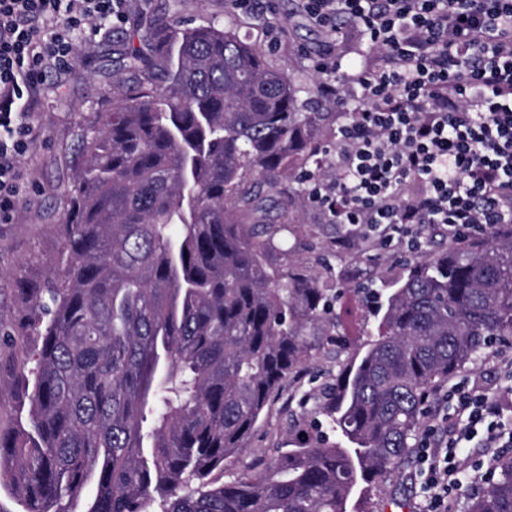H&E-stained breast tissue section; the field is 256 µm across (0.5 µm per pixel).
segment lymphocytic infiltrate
Wrapping results in <instances>:
<instances>
[{
  "label": "lymphocytic infiltrate",
  "instance_id": "1",
  "mask_svg": "<svg viewBox=\"0 0 512 512\" xmlns=\"http://www.w3.org/2000/svg\"><path fill=\"white\" fill-rule=\"evenodd\" d=\"M126 0H0V223L19 202L17 161L30 145L33 102L67 71L78 35L122 20ZM336 43L357 34L367 58L336 78L324 55L322 98L345 115L337 174L308 177V199L331 223L409 250L426 224L449 243L512 223V0H301ZM458 418L429 414L418 441L426 512H455L462 444L494 454L500 398L474 383L444 394Z\"/></svg>",
  "mask_w": 512,
  "mask_h": 512
}]
</instances>
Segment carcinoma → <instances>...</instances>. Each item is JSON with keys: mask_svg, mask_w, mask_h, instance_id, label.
I'll use <instances>...</instances> for the list:
<instances>
[{"mask_svg": "<svg viewBox=\"0 0 512 512\" xmlns=\"http://www.w3.org/2000/svg\"><path fill=\"white\" fill-rule=\"evenodd\" d=\"M137 76L88 117L60 224L58 282L20 292L38 347L12 336L26 424L0 431V489L22 512H351L359 484L410 458L432 395L512 335V232L414 260L375 305L376 334L317 396L318 428L231 484L271 397L341 342L330 289L276 256L288 224H250L266 185L314 153L317 116L263 53L214 25L149 28ZM467 512H512V457Z\"/></svg>", "mask_w": 512, "mask_h": 512, "instance_id": "1", "label": "carcinoma"}]
</instances>
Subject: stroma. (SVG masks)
Returning a JSON list of instances; mask_svg holds the SVG:
<instances>
[{
  "label": "stroma",
  "mask_w": 512,
  "mask_h": 512,
  "mask_svg": "<svg viewBox=\"0 0 512 512\" xmlns=\"http://www.w3.org/2000/svg\"><path fill=\"white\" fill-rule=\"evenodd\" d=\"M176 19L184 26L215 24L235 30L258 47L269 65L283 71L300 88L302 99L311 101L319 114L314 133L315 155L307 171L330 176L336 167V129L344 117L321 103L322 74L312 66L327 38L302 14L298 0H251L248 8L231 0H129L125 22L101 31L92 41L77 40L71 68L50 77V87L38 96L33 112L34 142L19 158L21 201L11 223H0V322L13 335L28 331L31 305L19 288L22 283L42 285L60 270L65 256L58 224L64 212L62 190L73 179L81 161L83 117L109 111L113 100L131 84L133 76L123 69V53L142 46V36L153 20ZM289 217L297 235L287 237L279 262L302 268L320 283L344 289L346 331L350 343L342 350L327 348L317 353L271 398L246 450L224 463V482L250 471L253 463L268 459L278 448L290 447L301 430L327 420L316 408L314 396L334 378L339 363L363 351L375 332V323L350 293L361 284L389 288L400 278L404 264L414 255L399 243L369 248L366 244L341 246L343 226L330 223L307 197H300ZM512 351V336L502 337L475 364L466 365L455 377L466 382L474 368H482L492 390H512V374L500 371L495 353ZM0 355V427L14 426L28 418L29 402L24 389L3 367ZM462 491L459 512H466L473 493L488 481L483 448L472 445L462 459ZM428 490L417 459L402 472L362 497V512H423Z\"/></svg>",
  "instance_id": "obj_1"
}]
</instances>
